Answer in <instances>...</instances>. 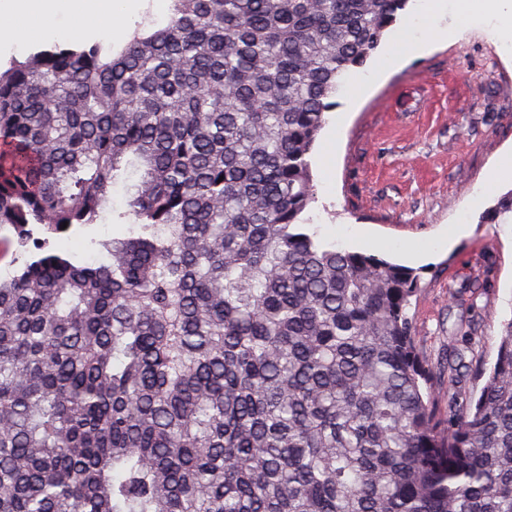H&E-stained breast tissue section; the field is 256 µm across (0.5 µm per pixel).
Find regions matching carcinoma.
<instances>
[{
    "label": "carcinoma",
    "mask_w": 512,
    "mask_h": 512,
    "mask_svg": "<svg viewBox=\"0 0 512 512\" xmlns=\"http://www.w3.org/2000/svg\"><path fill=\"white\" fill-rule=\"evenodd\" d=\"M410 2L171 0L117 53L0 71V227L31 254L0 279V512H512V318L491 368L473 320L434 367L423 271L306 218L326 113ZM129 164V234L56 249Z\"/></svg>",
    "instance_id": "obj_1"
}]
</instances>
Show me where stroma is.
<instances>
[{
    "mask_svg": "<svg viewBox=\"0 0 512 512\" xmlns=\"http://www.w3.org/2000/svg\"><path fill=\"white\" fill-rule=\"evenodd\" d=\"M453 35L412 59L360 102L340 90L312 160L316 200L307 216L320 238L424 270L412 299L417 347L442 363L462 310L453 289L477 276L494 287L478 301L481 356L492 363L504 320L512 318V223L482 218L512 190V52L505 30L436 15ZM495 166L497 187L481 185ZM466 236L445 246L448 227ZM124 220L104 215L93 235L72 231L59 245L89 257L90 238L120 237Z\"/></svg>",
    "mask_w": 512,
    "mask_h": 512,
    "instance_id": "stroma-1",
    "label": "stroma"
}]
</instances>
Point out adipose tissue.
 Here are the masks:
<instances>
[{
    "label": "adipose tissue",
    "mask_w": 512,
    "mask_h": 512,
    "mask_svg": "<svg viewBox=\"0 0 512 512\" xmlns=\"http://www.w3.org/2000/svg\"><path fill=\"white\" fill-rule=\"evenodd\" d=\"M62 0H0V48L12 47L19 31L32 37L64 34L81 38L88 31L112 36L126 0H77L69 13H61Z\"/></svg>",
    "instance_id": "adipose-tissue-1"
}]
</instances>
